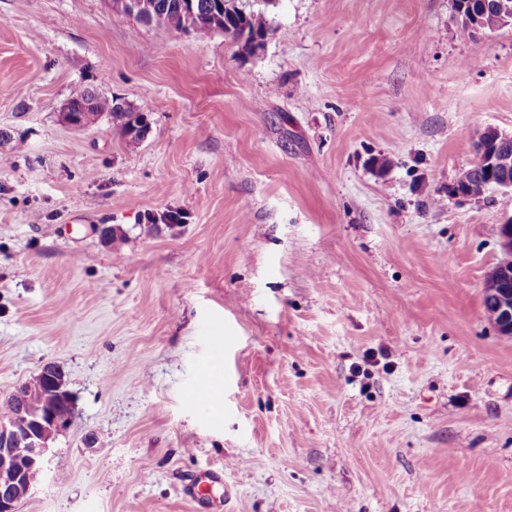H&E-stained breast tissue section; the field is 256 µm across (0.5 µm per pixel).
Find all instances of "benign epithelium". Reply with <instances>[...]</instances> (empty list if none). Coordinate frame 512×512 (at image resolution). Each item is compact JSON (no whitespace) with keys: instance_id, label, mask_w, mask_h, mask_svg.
Masks as SVG:
<instances>
[{"instance_id":"1","label":"benign epithelium","mask_w":512,"mask_h":512,"mask_svg":"<svg viewBox=\"0 0 512 512\" xmlns=\"http://www.w3.org/2000/svg\"><path fill=\"white\" fill-rule=\"evenodd\" d=\"M112 7L121 10L136 21L168 28L175 27L178 17L193 13V0H177L175 12L159 13L153 0H112ZM60 115L64 123L71 127H88L97 117L87 111H79L70 101H65ZM128 123V139L132 143L141 141L146 134V119L143 113L133 111L125 117ZM482 151L493 145L495 149L488 154L483 163L489 165L490 186L500 190H512V180L499 174L498 152L501 146L512 143V133L501 132L489 127L479 136ZM501 246L508 259L501 263L486 279L484 295L488 300L486 312L503 336L512 335V219L500 225ZM40 376L48 381L43 391L47 413L32 420L30 426L19 430L11 422L0 421V512H16L18 503L25 497L22 481L25 474L32 470L43 469L44 459L49 452L44 439V431L54 428L59 432L69 429L73 424L74 403L72 393L66 387L65 373L52 362L43 365ZM66 402L69 412L60 417L56 407Z\"/></svg>"}]
</instances>
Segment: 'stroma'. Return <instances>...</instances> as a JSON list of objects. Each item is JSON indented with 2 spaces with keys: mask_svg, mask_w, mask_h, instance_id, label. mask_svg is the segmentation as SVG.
I'll return each mask as SVG.
<instances>
[{
  "mask_svg": "<svg viewBox=\"0 0 512 512\" xmlns=\"http://www.w3.org/2000/svg\"><path fill=\"white\" fill-rule=\"evenodd\" d=\"M247 4L253 56L107 0H0V400L49 361L74 398L18 512H194L208 468L232 512H512V337L483 304L512 191H451L512 133V26ZM82 84L144 139L63 123ZM73 103L80 107H86L90 112L112 113L110 116L113 123L120 129L122 136L126 137L128 123V139L132 143L141 141L146 134V119L143 113L134 110L125 117L127 112L133 110L129 105L118 102V99L107 98L99 95L94 90L85 86L76 87L70 94ZM183 495L194 505L195 512H210L217 506H226L232 497L224 485V476L213 469L201 470L183 487Z\"/></svg>",
  "mask_w": 512,
  "mask_h": 512,
  "instance_id": "35a3bbf8",
  "label": "stroma"
}]
</instances>
